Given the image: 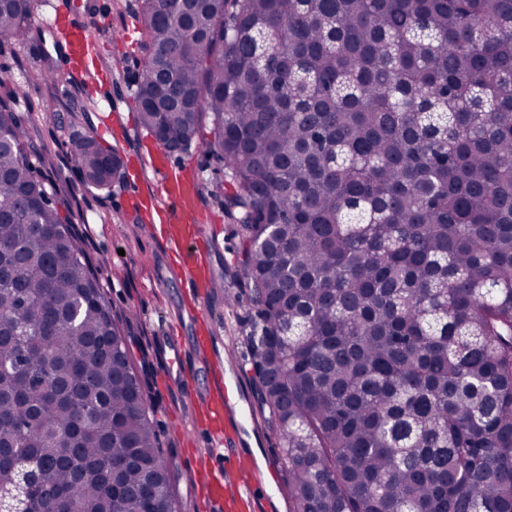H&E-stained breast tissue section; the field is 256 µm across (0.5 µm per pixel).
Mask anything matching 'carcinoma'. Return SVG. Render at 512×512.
Returning <instances> with one entry per match:
<instances>
[{"label":"carcinoma","instance_id":"1","mask_svg":"<svg viewBox=\"0 0 512 512\" xmlns=\"http://www.w3.org/2000/svg\"><path fill=\"white\" fill-rule=\"evenodd\" d=\"M142 0L135 99L223 164L289 512H512V0ZM0 4V44L31 32ZM0 99V485L177 512L127 339ZM94 133L85 184L120 176Z\"/></svg>","mask_w":512,"mask_h":512}]
</instances>
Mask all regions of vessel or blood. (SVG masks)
I'll return each instance as SVG.
<instances>
[{
  "label": "vessel or blood",
  "mask_w": 512,
  "mask_h": 512,
  "mask_svg": "<svg viewBox=\"0 0 512 512\" xmlns=\"http://www.w3.org/2000/svg\"><path fill=\"white\" fill-rule=\"evenodd\" d=\"M46 7V26L54 52L63 65L64 77L88 87H99L100 98L93 107L102 113L103 126H111V115L119 110L118 102L109 92L112 72L93 53L94 36L84 25L76 0H47ZM150 161L155 188L147 196H131L130 204L155 211L162 239L179 259L176 277L189 294L203 293L211 286V271L201 266L197 255L201 186L196 179L175 170L164 153L151 155ZM156 343L166 358L165 376L169 384L186 394L191 408L205 412V421H193L192 428L208 449L206 469L212 474L208 494L214 512H263L265 486L256 475L252 449L243 447L239 440L244 417L230 404L234 398L248 402L247 389L240 384L228 389L220 365L202 357L192 358L177 339L160 336ZM194 369L205 370L203 385L193 381L190 372Z\"/></svg>",
  "instance_id": "obj_1"
}]
</instances>
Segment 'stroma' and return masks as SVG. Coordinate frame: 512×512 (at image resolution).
I'll list each match as a JSON object with an SVG mask.
<instances>
[{
    "instance_id": "35a3bbf8",
    "label": "stroma",
    "mask_w": 512,
    "mask_h": 512,
    "mask_svg": "<svg viewBox=\"0 0 512 512\" xmlns=\"http://www.w3.org/2000/svg\"><path fill=\"white\" fill-rule=\"evenodd\" d=\"M45 0H34L31 34L27 42L0 49V67L15 78L40 71L54 59L52 38L44 28ZM90 25L102 59L112 66V93L122 102L124 122L101 136L102 145L119 152L125 176L110 188L88 187L71 164V153L87 131L99 121L88 89L66 79L55 83L27 82L15 109L42 154L39 170L49 178L68 204L74 227L92 272L102 287L112 312L127 338L131 360L144 381L145 398L154 410L159 445L173 474L172 490L180 512H211L205 488L188 463L201 453L189 435V408L169 394L158 370L156 336L165 334L191 340L193 332L178 319L183 309L199 312L219 345L225 379L247 372L252 307L245 280L236 262L238 227L224 213L221 166L199 144L170 154L203 182L201 196L202 244L210 249L213 286L202 298L185 293L174 268L177 257L167 255L158 239L159 224L153 214L132 215L127 209L132 190L128 173L136 169L141 154L156 150L155 139L145 131L135 110L138 63L144 53L143 37L135 15L140 0H93Z\"/></svg>"
}]
</instances>
